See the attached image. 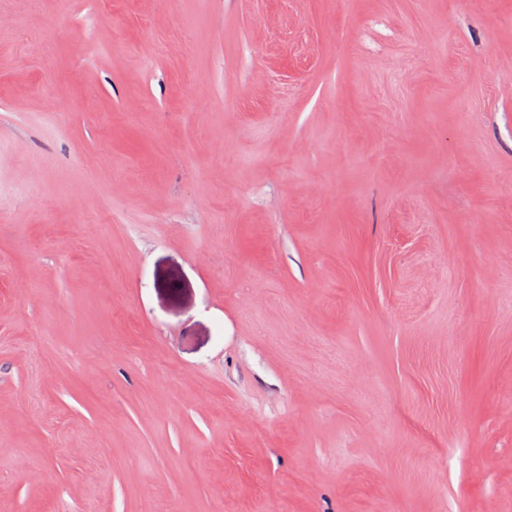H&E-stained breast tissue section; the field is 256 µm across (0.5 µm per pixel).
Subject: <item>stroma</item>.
Masks as SVG:
<instances>
[{
	"label": "stroma",
	"instance_id": "stroma-1",
	"mask_svg": "<svg viewBox=\"0 0 512 512\" xmlns=\"http://www.w3.org/2000/svg\"><path fill=\"white\" fill-rule=\"evenodd\" d=\"M508 387L512 0H0V512H512Z\"/></svg>",
	"mask_w": 512,
	"mask_h": 512
}]
</instances>
